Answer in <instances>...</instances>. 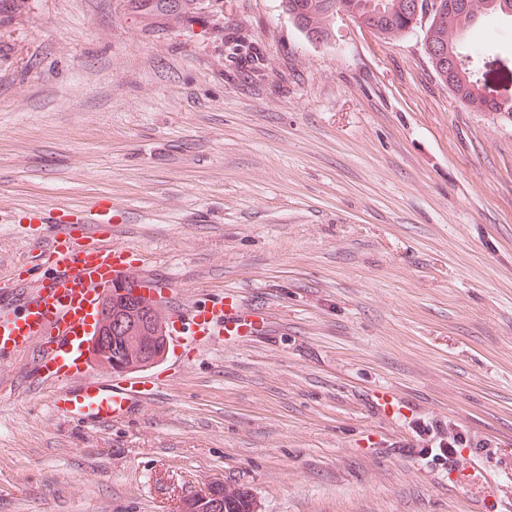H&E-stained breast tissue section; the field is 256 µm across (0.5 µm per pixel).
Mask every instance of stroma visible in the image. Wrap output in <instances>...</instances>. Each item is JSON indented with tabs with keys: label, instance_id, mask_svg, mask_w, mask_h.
<instances>
[{
	"label": "stroma",
	"instance_id": "1",
	"mask_svg": "<svg viewBox=\"0 0 512 512\" xmlns=\"http://www.w3.org/2000/svg\"><path fill=\"white\" fill-rule=\"evenodd\" d=\"M332 30L279 0H0L10 308L103 206L165 312L259 317L103 424L55 410L35 350L0 356V512H175L213 480L257 512H512V121L454 97L423 28ZM231 31L265 50L255 80ZM425 427L459 436L465 487L414 455Z\"/></svg>",
	"mask_w": 512,
	"mask_h": 512
}]
</instances>
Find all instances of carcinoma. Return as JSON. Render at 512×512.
I'll list each match as a JSON object with an SVG mask.
<instances>
[{
  "mask_svg": "<svg viewBox=\"0 0 512 512\" xmlns=\"http://www.w3.org/2000/svg\"><path fill=\"white\" fill-rule=\"evenodd\" d=\"M454 2L456 8L453 10H436L429 17L424 35L425 49L446 53L450 60L448 67L453 69L456 79L454 96L462 104L511 120L512 103L508 104L504 99L512 98V93L504 87L512 86V67L481 70L482 49L474 42H466L464 34L473 23L481 20H512V0ZM410 3L411 0H280L282 10L306 37L314 33L324 41L331 38V23L341 12L363 20L379 38L394 40L418 26L410 11ZM238 51L248 72L256 74L264 69L266 58L261 48L242 45ZM136 287L138 283L132 279L124 283V293H113L112 314L125 321L130 316L149 324L166 321L157 303L132 295ZM93 351L95 361L104 368L112 360L125 364L130 373L141 366L139 347L126 338H114L112 348L106 353L96 347ZM192 512H255V503L248 490L222 483L213 489L206 504Z\"/></svg>",
  "mask_w": 512,
  "mask_h": 512,
  "instance_id": "obj_1",
  "label": "carcinoma"
}]
</instances>
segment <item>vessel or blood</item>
<instances>
[{"instance_id":"1","label":"vessel or blood","mask_w":512,"mask_h":512,"mask_svg":"<svg viewBox=\"0 0 512 512\" xmlns=\"http://www.w3.org/2000/svg\"><path fill=\"white\" fill-rule=\"evenodd\" d=\"M64 245H52L55 276L41 281L23 305L22 314L0 310V353L40 345L43 353L36 364L43 381L67 384L55 409L69 418L109 421L127 414L130 407L149 395V378L125 375L100 379L83 369L89 317L114 280L127 278L129 268L121 247L95 237L71 238L68 227H60ZM179 326L168 341L205 344L210 337L234 332L239 324L225 311L223 302L188 306L180 310Z\"/></svg>"}]
</instances>
